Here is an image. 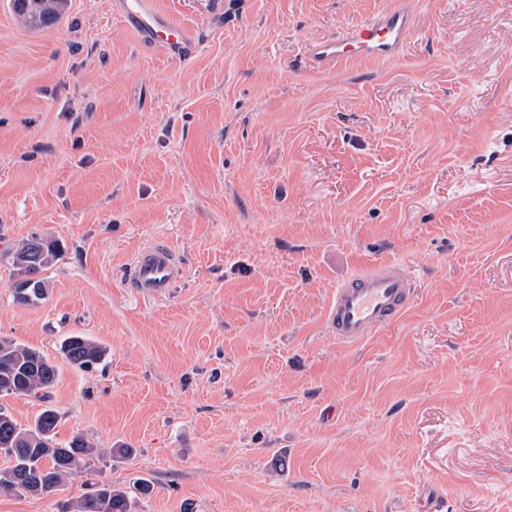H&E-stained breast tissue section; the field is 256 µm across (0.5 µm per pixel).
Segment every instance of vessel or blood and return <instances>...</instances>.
Returning <instances> with one entry per match:
<instances>
[{"label": "vessel or blood", "mask_w": 512, "mask_h": 512, "mask_svg": "<svg viewBox=\"0 0 512 512\" xmlns=\"http://www.w3.org/2000/svg\"><path fill=\"white\" fill-rule=\"evenodd\" d=\"M117 13L148 49L163 48L173 59L187 62L200 52L196 31L159 10L156 0H118ZM413 35L404 10L386 12L346 32L311 42L313 65L323 69L350 59L389 60L400 55ZM183 276V267L165 245L138 251L130 268L134 288L147 297L165 295ZM411 282L400 265L384 263L358 271L334 292L329 323L338 340L355 343L394 317L410 298Z\"/></svg>", "instance_id": "vessel-or-blood-1"}]
</instances>
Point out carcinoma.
<instances>
[{
    "mask_svg": "<svg viewBox=\"0 0 512 512\" xmlns=\"http://www.w3.org/2000/svg\"><path fill=\"white\" fill-rule=\"evenodd\" d=\"M67 0H11L15 14L29 27H47L62 16ZM60 256L56 244L34 237L13 253V264L29 279L15 289L20 304H34L44 298L45 283L37 274L52 266ZM61 353L74 368L89 371L101 363L106 349L82 335L65 337ZM59 370L39 351L10 338L0 337V396L39 395L48 398L58 380ZM59 416L45 408L33 425L23 428L0 409V491L38 496L53 491L67 478L91 465L103 450L80 434L68 441H56ZM135 500L126 491L100 482L96 488L66 507L65 512H133Z\"/></svg>",
    "mask_w": 512,
    "mask_h": 512,
    "instance_id": "carcinoma-1",
    "label": "carcinoma"
}]
</instances>
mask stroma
I'll use <instances>...</instances> for the list:
<instances>
[{
    "instance_id": "1",
    "label": "stroma",
    "mask_w": 512,
    "mask_h": 512,
    "mask_svg": "<svg viewBox=\"0 0 512 512\" xmlns=\"http://www.w3.org/2000/svg\"><path fill=\"white\" fill-rule=\"evenodd\" d=\"M397 0H160L196 28L182 63L113 0L32 29L0 0V336L59 368L21 426L103 456L0 512H57L101 481L135 512H512V0H406L400 56L313 69L305 46ZM58 241L46 297L12 264ZM184 277L146 300L136 252ZM400 263L403 314L337 341L338 284ZM107 348L70 366L64 337ZM45 283L43 278L33 277L21 282L15 288V299L20 304H35L44 298Z\"/></svg>"
}]
</instances>
